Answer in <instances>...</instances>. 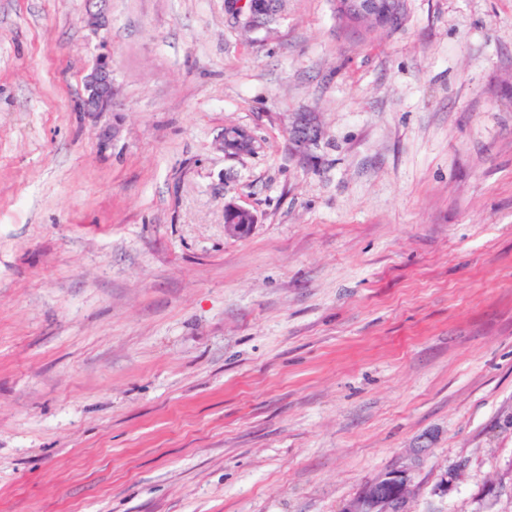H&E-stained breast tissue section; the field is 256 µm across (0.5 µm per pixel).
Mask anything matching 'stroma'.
<instances>
[{"label":"stroma","instance_id":"1","mask_svg":"<svg viewBox=\"0 0 512 512\" xmlns=\"http://www.w3.org/2000/svg\"><path fill=\"white\" fill-rule=\"evenodd\" d=\"M404 7L0 0V512H512V0ZM253 1L232 0V10L239 22L252 29V31L263 28L269 19L270 10L273 9L274 13H276L280 3V0H272V8L268 9L267 4L264 2L263 6L257 9ZM346 10L351 24L357 27L370 26L382 17L379 0H346ZM113 101L112 59L109 55H101L84 78L80 112H109ZM412 489L407 471L393 468L370 481L349 500L343 512H397L399 503L409 504Z\"/></svg>","mask_w":512,"mask_h":512}]
</instances>
